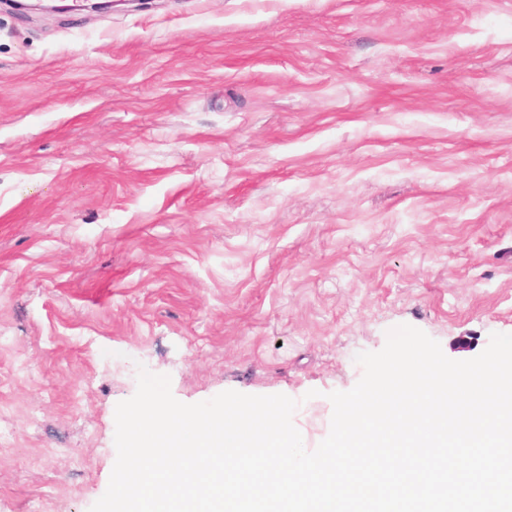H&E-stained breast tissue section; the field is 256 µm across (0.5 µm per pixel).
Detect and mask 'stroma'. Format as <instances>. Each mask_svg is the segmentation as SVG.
<instances>
[{"label": "stroma", "instance_id": "1", "mask_svg": "<svg viewBox=\"0 0 512 512\" xmlns=\"http://www.w3.org/2000/svg\"><path fill=\"white\" fill-rule=\"evenodd\" d=\"M512 334V0H0V512H89L139 367L298 400Z\"/></svg>", "mask_w": 512, "mask_h": 512}]
</instances>
